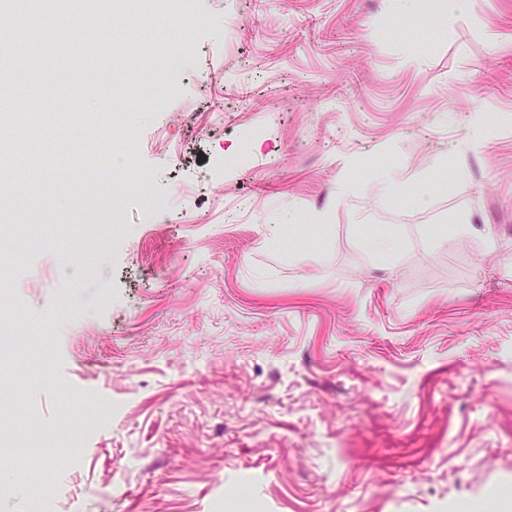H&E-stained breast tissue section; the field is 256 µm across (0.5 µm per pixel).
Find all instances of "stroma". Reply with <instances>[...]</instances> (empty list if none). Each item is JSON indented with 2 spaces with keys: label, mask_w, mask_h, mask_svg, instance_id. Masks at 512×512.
I'll return each instance as SVG.
<instances>
[{
  "label": "stroma",
  "mask_w": 512,
  "mask_h": 512,
  "mask_svg": "<svg viewBox=\"0 0 512 512\" xmlns=\"http://www.w3.org/2000/svg\"><path fill=\"white\" fill-rule=\"evenodd\" d=\"M180 9L0 105V432L82 447L0 455V512H507L512 0ZM129 139L163 222L59 159Z\"/></svg>",
  "instance_id": "stroma-1"
}]
</instances>
